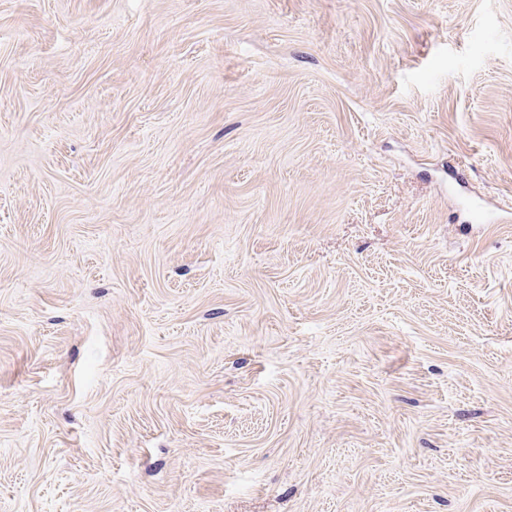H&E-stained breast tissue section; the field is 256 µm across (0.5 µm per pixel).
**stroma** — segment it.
Masks as SVG:
<instances>
[{
	"mask_svg": "<svg viewBox=\"0 0 512 512\" xmlns=\"http://www.w3.org/2000/svg\"><path fill=\"white\" fill-rule=\"evenodd\" d=\"M512 0H0V512H512Z\"/></svg>",
	"mask_w": 512,
	"mask_h": 512,
	"instance_id": "obj_1",
	"label": "stroma"
}]
</instances>
